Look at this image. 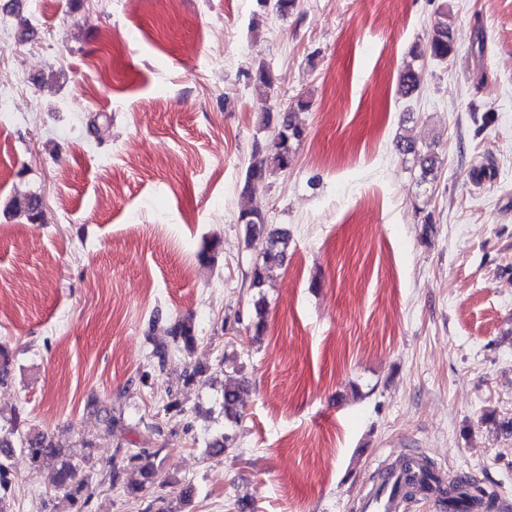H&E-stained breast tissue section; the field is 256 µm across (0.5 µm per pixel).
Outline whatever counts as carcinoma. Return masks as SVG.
Segmentation results:
<instances>
[{
  "label": "carcinoma",
  "instance_id": "1",
  "mask_svg": "<svg viewBox=\"0 0 512 512\" xmlns=\"http://www.w3.org/2000/svg\"><path fill=\"white\" fill-rule=\"evenodd\" d=\"M427 48L430 55L439 60L445 61L454 52V41L452 23L448 11L444 10L438 14L434 23L431 37ZM251 85L254 91L265 93L272 85L270 71L263 65L259 66L254 75L251 76ZM306 107L303 100H298L296 107L280 111L276 114L266 113L262 117V128L269 130L270 139L265 151L257 154L246 169L243 193L248 194L252 185L256 182L266 180L274 175L284 172L293 163L294 146L303 138V129L295 119V109ZM399 147L416 156L420 169L419 184H430L437 178V167L434 150L432 147L417 148L416 142L405 137L400 140ZM238 220L244 224L246 236L267 235L268 247L263 255V262L254 267L251 275L250 287L260 289L264 286L267 271L274 265L283 262L288 244L287 233L267 227L265 212L259 206H253L242 211ZM170 340L155 347L154 356L158 359L159 366H164L170 355L182 349H190L195 336L191 322L179 320L168 330ZM239 399V387L233 377L224 380V415L232 418L233 408ZM99 423L102 432L110 435L117 430L118 419L112 415V408L102 407L97 409ZM23 421L15 418L7 429L0 428V448H17L33 464H40L46 460L55 463V487L62 491L66 498L72 503L79 499L89 502L94 494L95 488L106 484L114 487L118 483V472L115 467H110L96 485H91L90 476L83 473V465L88 463L89 455L82 456L75 460L73 456L67 455L57 448L45 435L33 434L21 429ZM155 453L146 448L136 451L127 450L124 452L123 460L126 465L136 469L140 480L129 483L125 486L124 492L131 498H137L146 486L153 485L159 481L160 471L152 461ZM449 489L455 492L453 496V512H467L466 503L469 498L472 483L467 480H454L448 482Z\"/></svg>",
  "mask_w": 512,
  "mask_h": 512
}]
</instances>
